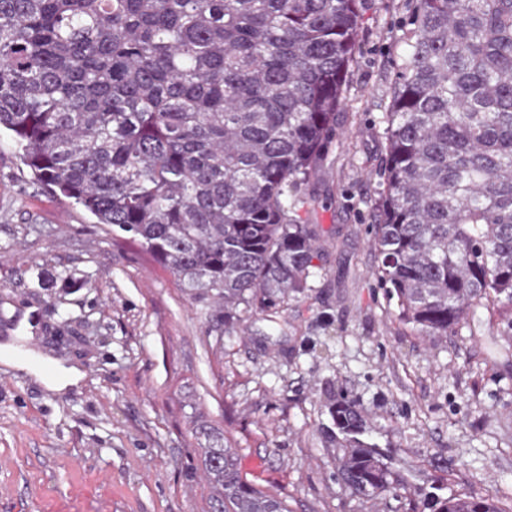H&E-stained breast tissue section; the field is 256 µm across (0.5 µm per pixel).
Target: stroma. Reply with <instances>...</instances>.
<instances>
[{
    "label": "stroma",
    "instance_id": "1",
    "mask_svg": "<svg viewBox=\"0 0 512 512\" xmlns=\"http://www.w3.org/2000/svg\"><path fill=\"white\" fill-rule=\"evenodd\" d=\"M416 0H365L336 139L301 188L319 235L308 286L225 329L138 240L46 195L0 135V512H208L201 451L224 443L242 476L289 512H412L336 478L338 394L423 492L493 496L512 512V331L478 309L441 340L400 318L370 246L389 111ZM70 287H60V278ZM41 318L37 340L12 320ZM77 366L62 390L41 357Z\"/></svg>",
    "mask_w": 512,
    "mask_h": 512
}]
</instances>
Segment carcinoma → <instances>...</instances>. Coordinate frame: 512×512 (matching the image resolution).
<instances>
[{
    "label": "carcinoma",
    "mask_w": 512,
    "mask_h": 512,
    "mask_svg": "<svg viewBox=\"0 0 512 512\" xmlns=\"http://www.w3.org/2000/svg\"><path fill=\"white\" fill-rule=\"evenodd\" d=\"M363 0H0V131L50 194L141 245L224 324L306 288L297 192L336 136ZM390 111L373 247L401 318L448 336L481 306L512 330V0H417ZM356 494L411 486L330 407ZM213 512H288L202 449ZM419 512H502L426 495Z\"/></svg>",
    "instance_id": "1"
}]
</instances>
